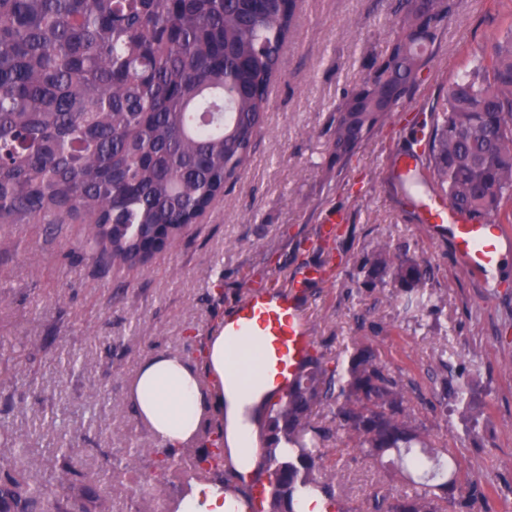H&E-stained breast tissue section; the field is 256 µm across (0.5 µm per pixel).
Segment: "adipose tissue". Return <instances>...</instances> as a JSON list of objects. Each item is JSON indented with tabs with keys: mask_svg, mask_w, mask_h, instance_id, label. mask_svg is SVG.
Returning a JSON list of instances; mask_svg holds the SVG:
<instances>
[{
	"mask_svg": "<svg viewBox=\"0 0 512 512\" xmlns=\"http://www.w3.org/2000/svg\"><path fill=\"white\" fill-rule=\"evenodd\" d=\"M219 382L221 389L210 395L205 380ZM260 380L259 352L245 338L225 339L217 332L206 340L201 366L184 357L159 353L146 359L129 388L135 414L168 447L193 443L211 409H219L228 421L229 451L224 463L247 472L261 459L255 425L245 415L255 403L254 389Z\"/></svg>",
	"mask_w": 512,
	"mask_h": 512,
	"instance_id": "obj_1",
	"label": "adipose tissue"
}]
</instances>
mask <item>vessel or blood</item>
<instances>
[{"label": "vessel or blood", "mask_w": 512, "mask_h": 512, "mask_svg": "<svg viewBox=\"0 0 512 512\" xmlns=\"http://www.w3.org/2000/svg\"><path fill=\"white\" fill-rule=\"evenodd\" d=\"M423 208L426 224L437 234L448 235L458 263L472 274L495 281L504 256L512 254V233L504 225L457 212L438 192L427 195ZM224 334L257 344L261 385L280 398L288 394L313 353V340L301 326L293 289L271 286L251 291L225 320ZM246 483L251 512H262L269 495L268 480L251 476Z\"/></svg>", "instance_id": "1"}]
</instances>
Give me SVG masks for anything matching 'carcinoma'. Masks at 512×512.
<instances>
[{
    "label": "carcinoma",
    "mask_w": 512,
    "mask_h": 512,
    "mask_svg": "<svg viewBox=\"0 0 512 512\" xmlns=\"http://www.w3.org/2000/svg\"><path fill=\"white\" fill-rule=\"evenodd\" d=\"M297 0H0V224L90 225L83 250L101 269L130 266L159 224L174 234L247 163L280 71ZM385 58L336 106L328 133L344 165L411 94L439 43L451 0H394ZM431 182L410 175L409 196L429 184L459 212L512 223V23L471 54L448 84L426 136ZM374 287L393 283L418 308L432 303L430 268L378 245L363 265ZM343 368L324 355L267 405L264 512H295L319 495L351 512L329 443L343 430L380 464L409 474L411 489L376 492L372 512H484L490 487L462 475L416 423L401 380L355 341ZM328 409L331 424L314 420ZM0 512H52L35 461L0 426ZM224 449L198 457L218 478Z\"/></svg>",
    "instance_id": "cac0c4a2"
}]
</instances>
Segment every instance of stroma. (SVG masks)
<instances>
[{
  "mask_svg": "<svg viewBox=\"0 0 512 512\" xmlns=\"http://www.w3.org/2000/svg\"><path fill=\"white\" fill-rule=\"evenodd\" d=\"M452 12L423 79L343 171L330 166L325 133L343 93L383 58L390 0H301L257 145L233 188L193 233L143 267L101 271L82 256L84 224H0V424L39 468L33 482L59 505L85 512H171L209 448L207 434L177 449L168 470L133 458L153 443L128 396L141 363L167 352L198 361L199 339L250 289L300 288L316 350L343 360L352 342L372 345L412 388L413 414L469 479L494 488L491 512H512V256L497 295L431 236L392 176L402 155L422 153L414 131L431 124L470 51L512 21V0H451ZM432 270L431 309L407 307L393 286L365 285L361 267L381 242ZM321 278L303 281L306 269ZM464 379L479 420L446 396ZM352 512H371L374 492L408 491L403 476L365 457L347 437L330 445ZM121 461L112 478L100 470ZM82 474L60 487L64 462ZM155 494L142 498L143 483Z\"/></svg>",
  "mask_w": 512,
  "mask_h": 512,
  "instance_id": "obj_1",
  "label": "stroma"
}]
</instances>
